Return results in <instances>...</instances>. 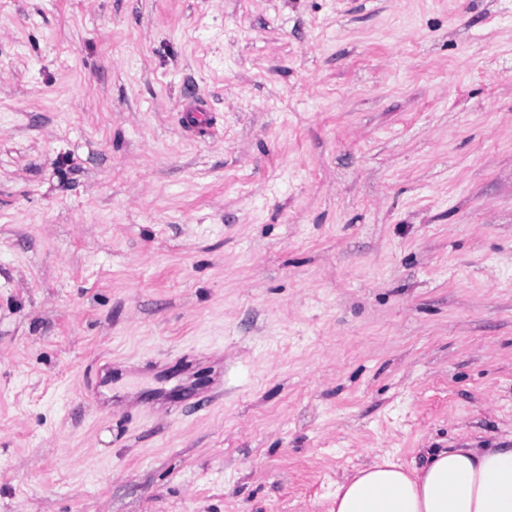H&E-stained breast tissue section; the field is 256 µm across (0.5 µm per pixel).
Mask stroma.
Returning <instances> with one entry per match:
<instances>
[{
	"label": "stroma",
	"instance_id": "1",
	"mask_svg": "<svg viewBox=\"0 0 512 512\" xmlns=\"http://www.w3.org/2000/svg\"><path fill=\"white\" fill-rule=\"evenodd\" d=\"M510 445L512 0H0V512Z\"/></svg>",
	"mask_w": 512,
	"mask_h": 512
}]
</instances>
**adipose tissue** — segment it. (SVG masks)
Wrapping results in <instances>:
<instances>
[{
  "label": "adipose tissue",
  "instance_id": "obj_1",
  "mask_svg": "<svg viewBox=\"0 0 512 512\" xmlns=\"http://www.w3.org/2000/svg\"><path fill=\"white\" fill-rule=\"evenodd\" d=\"M330 512H512V447L435 448L409 471L371 461L344 476Z\"/></svg>",
  "mask_w": 512,
  "mask_h": 512
}]
</instances>
